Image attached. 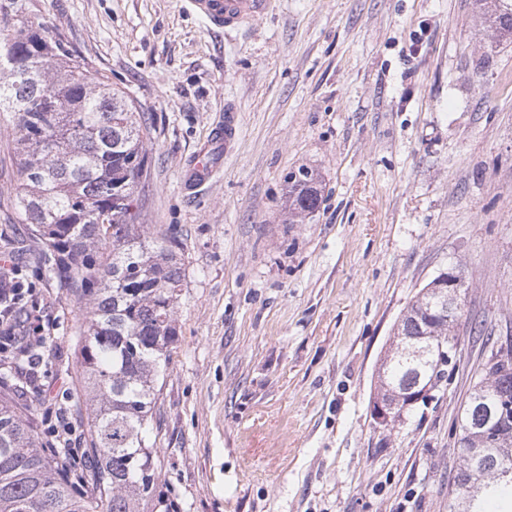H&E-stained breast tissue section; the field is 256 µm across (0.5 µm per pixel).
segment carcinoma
<instances>
[{
	"instance_id": "carcinoma-1",
	"label": "carcinoma",
	"mask_w": 512,
	"mask_h": 512,
	"mask_svg": "<svg viewBox=\"0 0 512 512\" xmlns=\"http://www.w3.org/2000/svg\"><path fill=\"white\" fill-rule=\"evenodd\" d=\"M498 37L512 43V0H474ZM37 63L36 78L12 55ZM49 92L44 102L40 93ZM18 133L21 182L14 206L40 244L39 268L76 294L85 322L79 363L91 409L88 495L52 465L32 423L0 393V512H145L163 502L153 448L144 435L159 375L176 338L174 310L183 271L165 237L147 239L134 194L146 174L147 126L123 93L21 21L0 33V112ZM288 213L304 219L320 205L313 174L288 178ZM426 285L400 317L395 348L379 368L380 397L392 402L434 386L458 346L463 299L442 313ZM512 405V345L490 351L463 407L465 448L490 447L475 461L460 453L450 512H486L512 486V419L488 429V415Z\"/></svg>"
}]
</instances>
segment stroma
<instances>
[{
    "mask_svg": "<svg viewBox=\"0 0 512 512\" xmlns=\"http://www.w3.org/2000/svg\"><path fill=\"white\" fill-rule=\"evenodd\" d=\"M144 117L138 223L185 270L177 338L150 422L174 512H448L459 408L512 327V43L473 0H276L210 33L184 0H0ZM235 109L209 182L187 169ZM17 131L0 115V253L48 289L54 392L79 385L73 296L35 271L14 198ZM322 199L289 222L288 176ZM459 267L457 360L387 429L378 367L418 292Z\"/></svg>",
    "mask_w": 512,
    "mask_h": 512,
    "instance_id": "1",
    "label": "stroma"
}]
</instances>
